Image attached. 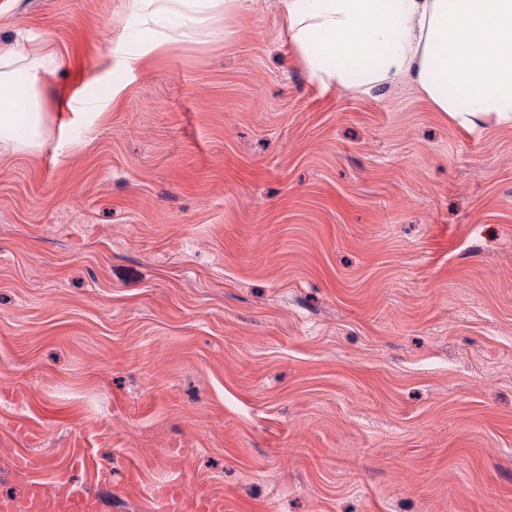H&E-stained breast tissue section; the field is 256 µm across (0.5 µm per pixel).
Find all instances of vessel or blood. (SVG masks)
Wrapping results in <instances>:
<instances>
[{
  "instance_id": "vessel-or-blood-1",
  "label": "vessel or blood",
  "mask_w": 512,
  "mask_h": 512,
  "mask_svg": "<svg viewBox=\"0 0 512 512\" xmlns=\"http://www.w3.org/2000/svg\"><path fill=\"white\" fill-rule=\"evenodd\" d=\"M0 512H101L100 501L84 487L33 481L20 498L0 503Z\"/></svg>"
}]
</instances>
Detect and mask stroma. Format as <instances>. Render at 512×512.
<instances>
[{"label":"stroma","mask_w":512,"mask_h":512,"mask_svg":"<svg viewBox=\"0 0 512 512\" xmlns=\"http://www.w3.org/2000/svg\"><path fill=\"white\" fill-rule=\"evenodd\" d=\"M280 23L0 0L62 62L0 156V499L512 512V127L317 85ZM1 512H100V501L84 487L73 484L46 485L33 481L26 492L15 500L2 501Z\"/></svg>","instance_id":"obj_1"}]
</instances>
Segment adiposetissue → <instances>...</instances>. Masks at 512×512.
Returning a JSON list of instances; mask_svg holds the SVG:
<instances>
[{"label": "adipose tissue", "instance_id": "obj_1", "mask_svg": "<svg viewBox=\"0 0 512 512\" xmlns=\"http://www.w3.org/2000/svg\"><path fill=\"white\" fill-rule=\"evenodd\" d=\"M284 34L310 79L355 93L404 81L465 127L512 126V0H280ZM193 39L248 0H130ZM58 58L0 51V156L44 146L42 77Z\"/></svg>", "mask_w": 512, "mask_h": 512}]
</instances>
